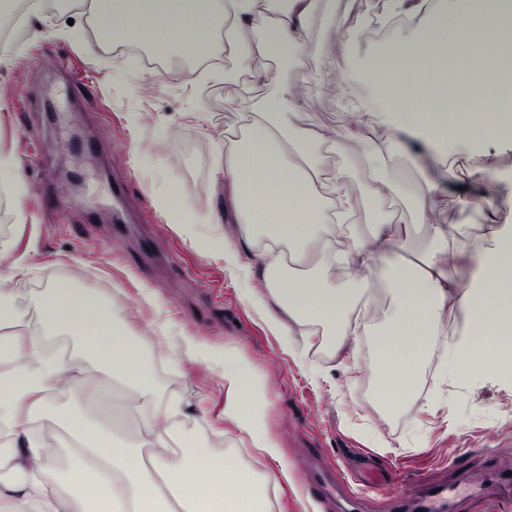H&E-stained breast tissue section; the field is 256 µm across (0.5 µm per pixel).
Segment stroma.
<instances>
[{"label": "stroma", "instance_id": "1", "mask_svg": "<svg viewBox=\"0 0 512 512\" xmlns=\"http://www.w3.org/2000/svg\"><path fill=\"white\" fill-rule=\"evenodd\" d=\"M379 0H318L310 22L313 52L264 64L266 72L297 89L301 103L292 122L300 130L343 129L351 103L367 94L354 81L356 51L377 45ZM90 27L82 8H60L27 16L24 36L0 50V155L18 160L26 192L0 193V207L14 219L0 222V248L16 261L8 283L27 317L54 283L74 277L76 287L104 296L111 317L141 341L148 358H161L157 384L164 395L193 409L194 431L224 427L223 351H240L263 387L267 426L280 442L281 462L263 459L226 438L224 450L258 475L287 469L290 483L267 482L272 512H325L303 481L305 453L314 449L361 488L363 474L350 461L364 451L377 454L409 492L422 477L452 478L451 456H471L496 447L499 468L512 471V422L502 414L512 405V385L479 374L457 380L447 368L425 364L412 403L384 410L373 399L378 384L364 361L372 337H363L361 361L347 368L327 356L317 336L274 334L248 301L259 287L257 267L227 263L199 250L205 236L227 235L232 224L223 210L224 135L243 127L242 113L226 110L223 82L198 76L194 56L161 54L153 67L142 55L147 45L115 42L88 53L79 34ZM89 82L94 95L83 104L47 103L46 87L64 75ZM348 87L346 99L325 85ZM96 139L97 151H73L71 142ZM212 141L203 154L189 142ZM461 171L490 168L477 186L459 191L448 181L434 149L399 152L384 178L395 193L388 207L400 229L416 240L406 189L440 186L433 214L439 224H469L481 234L486 206L500 223L512 225V141L460 155ZM138 202L131 211L134 234L115 235L114 183ZM178 190L195 227L187 232L155 205L159 195ZM209 343L212 356L192 363L178 355L181 337Z\"/></svg>", "mask_w": 512, "mask_h": 512}]
</instances>
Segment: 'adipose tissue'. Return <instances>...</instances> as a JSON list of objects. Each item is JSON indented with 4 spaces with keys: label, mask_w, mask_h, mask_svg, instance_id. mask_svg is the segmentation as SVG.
I'll return each instance as SVG.
<instances>
[{
    "label": "adipose tissue",
    "mask_w": 512,
    "mask_h": 512,
    "mask_svg": "<svg viewBox=\"0 0 512 512\" xmlns=\"http://www.w3.org/2000/svg\"><path fill=\"white\" fill-rule=\"evenodd\" d=\"M314 8L315 0H287L272 18L265 0H88L87 13L101 43L231 55V66L212 76L236 86L234 105L247 119L246 132L231 129L224 139V209L235 217V241L209 237L198 246L232 264L245 255L256 260L262 289L247 297L272 332L328 335L332 355L351 359L361 337L374 336L371 366L394 406L411 399L432 341L461 317L464 330L445 345L449 374L471 351L484 375L507 379L512 226L488 216L477 238L471 225L435 223L438 187L431 184L413 199L419 243L408 249L396 216L382 207L392 187L381 173L402 134L434 145L453 177L459 150L512 138V0H381L391 35L360 54L357 67L370 106H358L344 131L305 133L292 123L295 90L283 86L260 99L250 88L259 59L311 50ZM491 24L501 36L481 39ZM218 26L220 46L209 36ZM380 116L382 138L373 132ZM335 146L361 158V181L331 169ZM466 259L476 274L464 282L455 270ZM38 308L40 325L21 332L23 314L0 285V433L10 447L0 457V512H269L264 484L248 466L200 449L199 434L177 432L187 416L183 402L160 395L150 360L113 324L101 298L63 279ZM58 333L80 339L88 368L50 357L47 337ZM102 370L128 398L150 405L147 427L122 436L58 407L54 419L72 438L74 463L57 480L59 453L31 424L53 396L97 402ZM222 378L226 428L217 438L240 434L262 457L280 460L264 394L235 349L224 351Z\"/></svg>",
    "instance_id": "ef3b65f1"
}]
</instances>
